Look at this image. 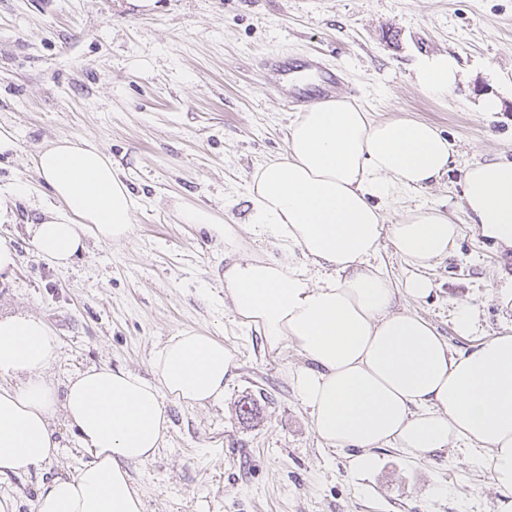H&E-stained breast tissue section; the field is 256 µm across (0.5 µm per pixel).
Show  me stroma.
Wrapping results in <instances>:
<instances>
[{
    "instance_id": "35a3bbf8",
    "label": "stroma",
    "mask_w": 512,
    "mask_h": 512,
    "mask_svg": "<svg viewBox=\"0 0 512 512\" xmlns=\"http://www.w3.org/2000/svg\"><path fill=\"white\" fill-rule=\"evenodd\" d=\"M454 54L464 78L445 98L413 83L418 57ZM319 57L342 77L336 92L377 119L413 118L454 142L448 176L388 207L440 206L462 226L454 254L430 272L426 298L404 301L457 349L512 327V252L482 242L458 206L462 173L494 153L512 158V0H0V125L15 152L0 156V237L18 255L0 280V314H32L56 333L51 376L65 384L93 365L151 374L169 336L191 329L223 340L237 368L222 404L168 401L170 427L130 474L143 512H500L488 475L459 450L420 458L377 450L355 476L341 451L324 447L293 393L290 346L263 348L232 320L222 247L187 205L239 227L247 252L286 254L247 225L244 198L256 165L287 144L295 112L266 83L261 63L292 69ZM498 99L494 112L477 102ZM85 140L110 155L139 200L130 237L89 242L65 269L37 255L30 224L57 205L33 159L47 142ZM25 194H17L19 184ZM478 310V329L458 335V303ZM250 403L251 415L240 406ZM52 426L57 455L0 481L18 512H36L41 484L90 459L63 415Z\"/></svg>"
}]
</instances>
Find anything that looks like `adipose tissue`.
Here are the masks:
<instances>
[{
  "mask_svg": "<svg viewBox=\"0 0 512 512\" xmlns=\"http://www.w3.org/2000/svg\"><path fill=\"white\" fill-rule=\"evenodd\" d=\"M462 76L455 56L437 53L419 59L414 83L443 98ZM453 153L431 123L378 120L357 100L329 99L296 113L284 154L255 167L248 184L254 233L300 252L301 263L245 254L237 227L209 209L185 206L179 215L223 243L234 321L265 349L288 344L300 355L293 391L316 437L345 451L350 472L369 470L377 449L424 456L452 446L512 503V330L455 351L428 319L396 305L398 297L431 293L426 271L448 257L461 227L436 207H416L395 224L384 211L445 176ZM34 166L58 203L31 227L47 264L69 266L87 240L130 236L136 199L97 146L58 139ZM461 207L478 237L512 249V159L470 164ZM386 240L414 268L399 285L376 262ZM58 356L42 319L0 316V478L40 468L57 453L51 420L58 413L92 456L77 474L41 486L37 512H141L129 468L162 447L167 400L221 403L237 367L223 341L193 330L155 350L151 381L92 366L60 389L46 377ZM12 377L20 385H9Z\"/></svg>",
  "mask_w": 512,
  "mask_h": 512,
  "instance_id": "obj_1",
  "label": "adipose tissue"
}]
</instances>
